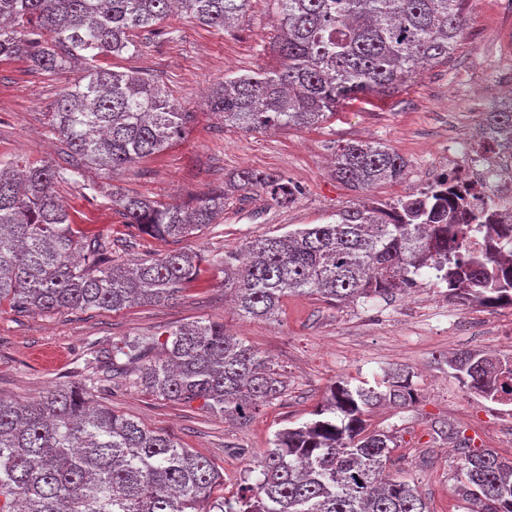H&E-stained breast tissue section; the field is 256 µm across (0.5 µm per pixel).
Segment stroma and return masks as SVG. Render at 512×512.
Returning <instances> with one entry per match:
<instances>
[{"label":"stroma","instance_id":"stroma-1","mask_svg":"<svg viewBox=\"0 0 512 512\" xmlns=\"http://www.w3.org/2000/svg\"><path fill=\"white\" fill-rule=\"evenodd\" d=\"M277 35L271 0H250L233 28H207L178 12L135 31L136 53L101 58V65L115 70L147 71L196 119L187 137L162 153L114 175L90 170L84 182L57 185L73 223L108 237L120 261L160 257L178 247L206 255L241 251L261 236L326 223L356 202L357 193L327 172L341 142L380 141L406 159V179L369 194L390 203L426 187L452 165L444 144L470 137L486 112L507 102L512 88V0H470L464 37L447 64L417 70L398 94L342 106L318 128L250 134L225 125L204 105L205 91L228 71L278 68ZM78 75L75 69L41 73L21 58L0 61V163L60 160L65 145L50 133L49 114L60 90ZM245 168L285 176L300 190L297 201L277 207L261 189L230 191L220 223L175 243L139 233L107 200L116 189L191 204ZM95 189L101 198H92ZM202 318L224 322L269 356L288 383L285 394L243 423L124 383L95 389L94 399L207 455L224 472L225 496L235 495L243 478L258 479L253 466L275 432L310 420L332 383L373 387L396 366L411 371L415 403L403 409L377 406L367 422L396 436L392 467L416 485L430 512H466L453 492L455 467L442 454L456 447V439L437 436L435 426L449 423L472 446L512 459V406L468 395L446 364L462 350L512 353V308L459 304L428 274L411 296L341 305L291 296L272 320L240 319L219 277L206 267L169 306L48 315L6 307L0 309V397L37 399L55 386L80 381L88 362L123 337L159 334Z\"/></svg>","mask_w":512,"mask_h":512}]
</instances>
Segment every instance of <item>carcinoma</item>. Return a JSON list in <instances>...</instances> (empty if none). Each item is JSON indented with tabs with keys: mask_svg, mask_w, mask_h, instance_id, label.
I'll use <instances>...</instances> for the list:
<instances>
[{
	"mask_svg": "<svg viewBox=\"0 0 512 512\" xmlns=\"http://www.w3.org/2000/svg\"><path fill=\"white\" fill-rule=\"evenodd\" d=\"M249 0H0V60L23 58L56 73L85 63L51 113V131L68 149L61 163L17 161L0 167V303L19 313L118 311L177 300L206 262L223 275L224 295L245 319H270L290 296L329 304L389 298L433 270L448 297L512 307V258L496 240L512 235L489 200L468 213L430 188L390 204L362 199L326 224H303L257 238L249 257H204L185 249L135 263L112 259V241L72 224L55 192L89 169L119 172L183 140L186 112L139 69L117 71L101 56L137 52L132 33L152 28L178 7L222 30ZM469 0H273L278 21L276 70L226 75L207 106L244 132L309 129L339 106L398 91L420 68L448 61L459 46ZM483 145L512 148V107L489 112ZM407 161L380 142L348 141L332 176L355 189L401 180ZM243 189L259 187L284 207L300 191L282 176L244 169ZM125 223L180 241L224 213V191L195 205L111 194ZM468 224L487 230V245L467 247ZM112 344L104 368L77 384L19 403L0 398V512H429L407 479L387 463L396 437L368 429L367 413L388 401H415L409 374L383 379L386 390L339 381L315 418L276 432L258 461L260 478L224 497V473L206 455L182 447L110 407L92 390L122 378L164 400L247 421L287 388L268 356L200 319ZM451 375L468 394L512 404V353L460 352ZM456 492L472 512H512V460L458 444Z\"/></svg>",
	"mask_w": 512,
	"mask_h": 512,
	"instance_id": "obj_1",
	"label": "carcinoma"
}]
</instances>
